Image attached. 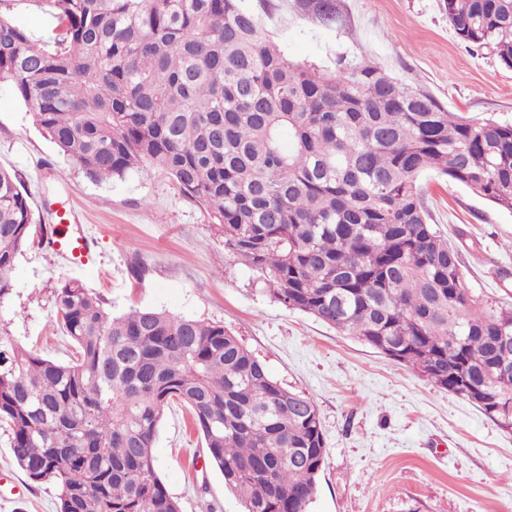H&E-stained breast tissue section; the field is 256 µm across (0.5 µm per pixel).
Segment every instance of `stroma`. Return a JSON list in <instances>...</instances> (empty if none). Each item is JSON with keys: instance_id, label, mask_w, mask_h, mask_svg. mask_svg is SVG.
Instances as JSON below:
<instances>
[{"instance_id": "obj_1", "label": "stroma", "mask_w": 512, "mask_h": 512, "mask_svg": "<svg viewBox=\"0 0 512 512\" xmlns=\"http://www.w3.org/2000/svg\"><path fill=\"white\" fill-rule=\"evenodd\" d=\"M315 0H245L300 63L331 71L373 62L448 111L512 123V69L461 42L444 0H336L322 23ZM0 167L34 212L15 286L0 304L12 338L60 361L74 353L57 324L56 289L75 280L119 314L129 308L224 324L284 387L312 397L327 455L309 512H512V430L411 367L273 301L257 270L224 250L203 205L151 169L95 182L61 155L8 83H0ZM436 229L457 248L463 282L512 306V213L463 186L423 177ZM94 240L91 265L71 266L45 241L60 205ZM157 473L182 512H241L180 406L155 440ZM53 484L30 481L0 427V512H57Z\"/></svg>"}]
</instances>
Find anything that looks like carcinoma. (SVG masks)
<instances>
[{"label": "carcinoma", "mask_w": 512, "mask_h": 512, "mask_svg": "<svg viewBox=\"0 0 512 512\" xmlns=\"http://www.w3.org/2000/svg\"><path fill=\"white\" fill-rule=\"evenodd\" d=\"M54 37L0 12V82L64 157L102 181L150 168L224 226V250L285 307L412 367L512 429V307L462 280L430 224L431 171L512 213V124L468 120L372 63H295L241 0H34ZM457 37L512 69V0H446ZM288 146H283V134ZM35 218L0 168V304ZM75 355L0 318V425L60 512H181L157 474L164 412L183 406L242 512H308L325 463L313 398L275 381L224 325L131 308L67 282Z\"/></svg>", "instance_id": "cac0c4a2"}]
</instances>
